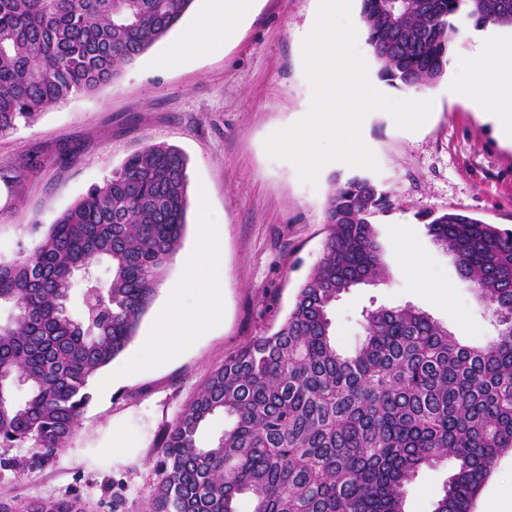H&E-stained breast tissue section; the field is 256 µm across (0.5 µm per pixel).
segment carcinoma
<instances>
[{
    "instance_id": "obj_1",
    "label": "carcinoma",
    "mask_w": 512,
    "mask_h": 512,
    "mask_svg": "<svg viewBox=\"0 0 512 512\" xmlns=\"http://www.w3.org/2000/svg\"><path fill=\"white\" fill-rule=\"evenodd\" d=\"M194 0H0V135L77 93L121 76L164 38ZM378 75L394 87L441 81L462 25L512 30V0H360ZM37 162L0 171L21 184ZM187 160L152 144L128 156L49 225L33 247L0 260V447L50 460L91 399L89 381L134 337L175 254L188 206ZM324 255L288 316L224 358L163 435L151 512H404L406 487L454 461L432 512H473L501 456L512 452V231L457 210L422 216L499 329L461 343L428 313L380 306L364 313L351 354L336 348L330 311L343 293L384 272L372 217L391 206L364 174L333 178ZM83 313L66 303L75 272ZM28 381L14 398L12 381ZM228 419L200 442L207 420ZM0 512H84L81 501L0 502Z\"/></svg>"
}]
</instances>
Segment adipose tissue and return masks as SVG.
<instances>
[{
	"label": "adipose tissue",
	"instance_id": "obj_1",
	"mask_svg": "<svg viewBox=\"0 0 512 512\" xmlns=\"http://www.w3.org/2000/svg\"><path fill=\"white\" fill-rule=\"evenodd\" d=\"M256 0H210L207 10L199 14L181 41L167 56V63L180 61L193 48L205 45L222 50L237 33L242 22L253 12ZM471 80L458 82L456 94L467 100L481 117L495 123L504 142L512 145V45L483 44L476 54L463 59ZM182 284L193 286L198 315L189 325H179L177 289H170L171 300L157 317L146 338L138 364L149 368L169 359L182 338L195 335L214 322L224 305V283L209 276L204 266L194 262L183 267Z\"/></svg>",
	"mask_w": 512,
	"mask_h": 512
}]
</instances>
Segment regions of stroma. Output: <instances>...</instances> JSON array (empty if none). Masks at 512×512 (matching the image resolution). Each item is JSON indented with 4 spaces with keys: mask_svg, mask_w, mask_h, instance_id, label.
<instances>
[{
    "mask_svg": "<svg viewBox=\"0 0 512 512\" xmlns=\"http://www.w3.org/2000/svg\"><path fill=\"white\" fill-rule=\"evenodd\" d=\"M205 6V0H194L179 25L112 84L76 95L0 137V168L31 155L40 160L23 184L0 181L5 258L32 243L27 227L33 219L52 223L147 145L178 148L188 173L178 257L167 264L133 340L99 372L110 382L109 392L93 391L74 435L53 460L40 464L31 448L0 447L2 501L76 497L85 512H148L161 479L165 430L226 355L278 328L323 256L332 178L353 173V166L326 165L313 188L300 181L291 162L271 158L264 148L269 135L309 110L312 87L303 71L302 41L318 0H257L254 14L223 50L202 47L165 64L169 46ZM457 77L452 68L441 82L423 87L435 102L418 131L398 129L383 111L362 122V139L380 164L374 179L392 206L374 218L384 249L382 282L351 289L331 310L343 353H352L363 338L362 311L378 306L419 308L468 344H485L496 333L490 312L460 282L453 256L432 241L418 218L423 211L454 209L512 229V147L451 94ZM66 146L79 148L76 161L61 160ZM203 207L224 218L221 260L208 268L224 282L223 316L172 359L137 369L134 358L168 288L181 276L179 259L192 248ZM401 239L420 252L426 278L403 265L396 248ZM432 280L449 285L450 300L437 299L428 286ZM115 444L124 450L117 459L109 454ZM452 471L449 461L424 469L407 487L404 512H432Z\"/></svg>",
    "mask_w": 512,
    "mask_h": 512,
    "instance_id": "obj_1",
    "label": "stroma"
}]
</instances>
